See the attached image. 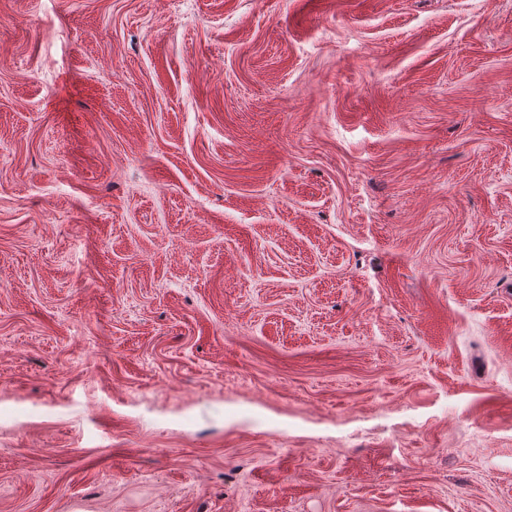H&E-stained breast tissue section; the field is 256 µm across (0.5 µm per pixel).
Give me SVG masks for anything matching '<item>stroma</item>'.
Returning a JSON list of instances; mask_svg holds the SVG:
<instances>
[{"label":"stroma","mask_w":512,"mask_h":512,"mask_svg":"<svg viewBox=\"0 0 512 512\" xmlns=\"http://www.w3.org/2000/svg\"><path fill=\"white\" fill-rule=\"evenodd\" d=\"M0 512H512V0H0Z\"/></svg>","instance_id":"stroma-1"}]
</instances>
